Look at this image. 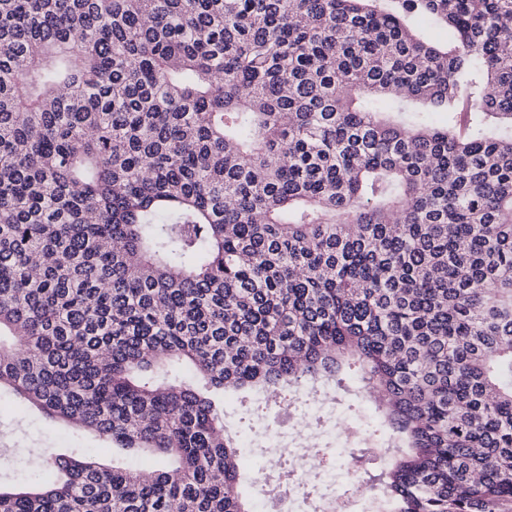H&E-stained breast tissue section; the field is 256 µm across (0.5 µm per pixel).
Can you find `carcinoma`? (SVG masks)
<instances>
[{
	"label": "carcinoma",
	"mask_w": 512,
	"mask_h": 512,
	"mask_svg": "<svg viewBox=\"0 0 512 512\" xmlns=\"http://www.w3.org/2000/svg\"><path fill=\"white\" fill-rule=\"evenodd\" d=\"M347 369L375 512H512V0H0V389L169 459L0 512H250L214 395Z\"/></svg>",
	"instance_id": "1"
}]
</instances>
